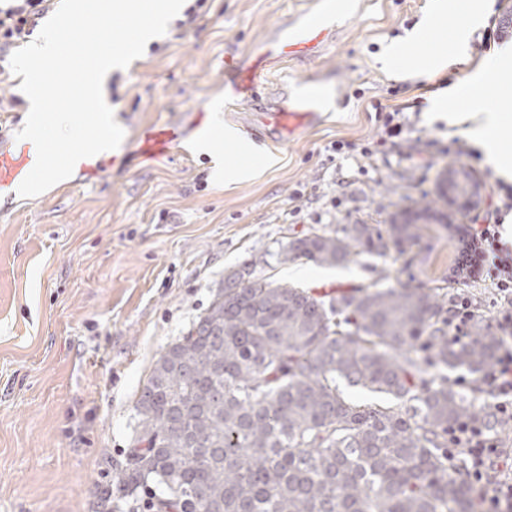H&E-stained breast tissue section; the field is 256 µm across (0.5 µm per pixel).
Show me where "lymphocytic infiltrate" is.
I'll use <instances>...</instances> for the list:
<instances>
[{"instance_id":"1","label":"lymphocytic infiltrate","mask_w":512,"mask_h":512,"mask_svg":"<svg viewBox=\"0 0 512 512\" xmlns=\"http://www.w3.org/2000/svg\"><path fill=\"white\" fill-rule=\"evenodd\" d=\"M50 0H10L0 7V63L8 51L26 42L48 11ZM383 122L372 144L360 156L400 151L414 122L405 105L384 110ZM471 257L465 265L469 285L451 294L448 305V339L465 343L484 306H492V325L498 347L493 364L483 374L492 398L491 421L463 418L448 430V451L464 457L471 485L480 491L479 512H512V446L505 432L512 429V240H506L499 224H473L467 232Z\"/></svg>"}]
</instances>
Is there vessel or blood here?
Masks as SVG:
<instances>
[{"instance_id": "vessel-or-blood-1", "label": "vessel or blood", "mask_w": 512, "mask_h": 512, "mask_svg": "<svg viewBox=\"0 0 512 512\" xmlns=\"http://www.w3.org/2000/svg\"><path fill=\"white\" fill-rule=\"evenodd\" d=\"M360 0H307L305 8L276 25L246 60L225 66L224 97L254 112L252 120L239 123L240 138L260 144L277 142L296 131L315 126L332 104L340 102L341 86L318 81L287 89L282 99L272 101L262 92L269 60L289 62L319 53L336 20L358 13ZM187 137L173 123L150 131L142 144L146 151L183 148ZM36 162L31 141L17 140L0 127V195L15 196L25 176Z\"/></svg>"}]
</instances>
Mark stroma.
Returning <instances> with one entry per match:
<instances>
[{
    "mask_svg": "<svg viewBox=\"0 0 512 512\" xmlns=\"http://www.w3.org/2000/svg\"><path fill=\"white\" fill-rule=\"evenodd\" d=\"M431 4L364 0L320 55L272 64L267 95H281L287 80L321 78L342 84L343 99L321 125L287 141L257 151L225 146L228 168L264 155L275 160L256 178L227 185L214 180L213 159L199 150L136 157L139 135L192 112L203 113V128L229 125L235 115L221 109L225 58L248 53L303 0H207L186 33L168 28L157 52L114 71L120 100L112 110L125 136L90 182L0 204V512H112L106 492L132 445L138 393L160 352L187 333L228 271L249 264L278 283L338 291L412 272L430 288L423 264L448 236L437 216L489 222L502 177L467 157L472 139L449 124L440 104L493 59L478 45L512 16V0H484L482 21L445 69L382 70L377 59L390 45L416 58L441 43L438 34L425 45L411 41ZM414 98L422 105L416 160L391 152L358 161L356 149L378 130L373 103ZM455 138L464 154L444 153ZM334 141L344 149L332 158L326 148ZM422 159L429 169L419 167ZM471 164L478 197H443L441 171ZM299 190L310 200L293 218L287 211ZM425 209L435 220L419 225L416 244L385 256L363 254L338 268L299 261L295 278L278 259L282 245L311 228L389 224L401 211Z\"/></svg>",
    "mask_w": 512,
    "mask_h": 512,
    "instance_id": "35a3bbf8",
    "label": "stroma"
}]
</instances>
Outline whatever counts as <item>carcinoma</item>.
Wrapping results in <instances>:
<instances>
[{
    "label": "carcinoma",
    "mask_w": 512,
    "mask_h": 512,
    "mask_svg": "<svg viewBox=\"0 0 512 512\" xmlns=\"http://www.w3.org/2000/svg\"><path fill=\"white\" fill-rule=\"evenodd\" d=\"M403 235L412 225L313 228L280 261L343 267ZM386 281L335 294L231 272L140 390L115 508L473 512L448 428L488 412L448 372L487 370L497 341L479 321L448 341L447 294Z\"/></svg>",
    "instance_id": "1"
}]
</instances>
